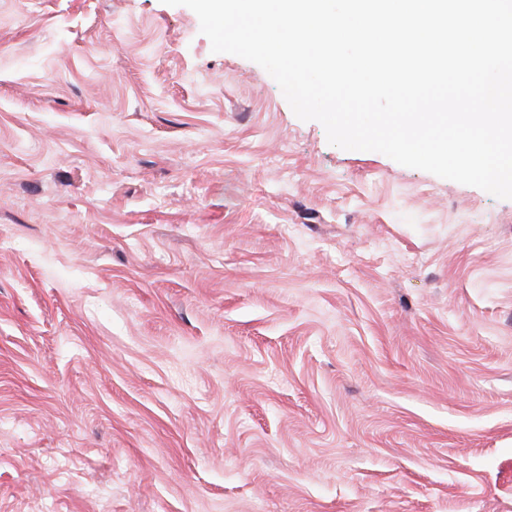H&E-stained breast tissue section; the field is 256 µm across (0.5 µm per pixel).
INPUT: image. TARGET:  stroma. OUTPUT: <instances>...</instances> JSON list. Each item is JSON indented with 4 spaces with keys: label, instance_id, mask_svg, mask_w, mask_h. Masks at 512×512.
I'll use <instances>...</instances> for the list:
<instances>
[{
    "label": "stroma",
    "instance_id": "35a3bbf8",
    "mask_svg": "<svg viewBox=\"0 0 512 512\" xmlns=\"http://www.w3.org/2000/svg\"><path fill=\"white\" fill-rule=\"evenodd\" d=\"M0 512H512V199L188 7L0 0Z\"/></svg>",
    "mask_w": 512,
    "mask_h": 512
}]
</instances>
